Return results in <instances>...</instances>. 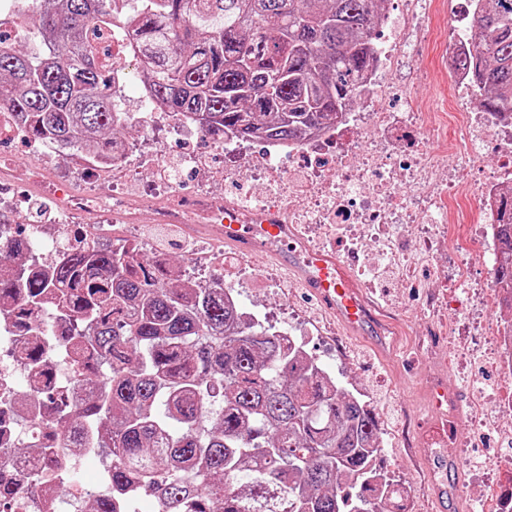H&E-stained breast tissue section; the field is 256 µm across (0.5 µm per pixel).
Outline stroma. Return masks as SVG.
Here are the masks:
<instances>
[{
  "mask_svg": "<svg viewBox=\"0 0 512 512\" xmlns=\"http://www.w3.org/2000/svg\"><path fill=\"white\" fill-rule=\"evenodd\" d=\"M456 9L455 0H445L423 53L412 57L399 74L403 80L417 79L422 93L435 95L439 85L448 79L453 57L446 43ZM139 99L140 81L130 78L122 131L127 140L145 139L149 153L168 156L189 145L209 155L214 166H223V153L214 150L204 133L181 137L160 124L149 135H142L136 112ZM16 195L23 206L7 218L13 229L22 231L30 224L53 223L56 214L43 190L20 184ZM73 221L89 232L97 225H109L107 242L112 247L143 240L153 250L167 255L173 265L186 268L190 276L212 284L224 280L223 258L232 249L225 246L213 225L173 227L144 223L126 227L102 207L83 211ZM377 260V255H369L352 262L351 270L397 329L396 347L384 356L375 352L370 337L343 331L309 291L292 279L287 268L267 253L258 251L244 256L235 271L234 284L243 307L265 313L267 324L291 332L339 385L371 406L380 428L379 466L394 480L414 488L403 501L406 512H437L429 488V467L439 443L431 433L436 417L430 412L427 377L441 374L458 405L451 424L458 461L438 474L449 488L447 512H473L475 501L482 495L487 498L489 512H495L505 490L483 487L481 480L488 474V460L498 456L500 448L492 435L482 448H475L470 401L478 385L512 392V378L501 377L490 366L465 364L456 345L448 341L445 332L449 324H462L477 311L464 291L442 283L436 296L430 297L425 289L415 287V279L422 272L442 266V259L422 257L411 247L387 269L377 268ZM427 324L435 328L434 336L423 335Z\"/></svg>",
  "mask_w": 512,
  "mask_h": 512,
  "instance_id": "1",
  "label": "stroma"
}]
</instances>
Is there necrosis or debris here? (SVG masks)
Instances as JSON below:
<instances>
[{"mask_svg": "<svg viewBox=\"0 0 512 512\" xmlns=\"http://www.w3.org/2000/svg\"><path fill=\"white\" fill-rule=\"evenodd\" d=\"M422 2L399 0L396 9L384 13L373 38L376 60L359 81L362 111L343 113L330 127L290 144L268 142L261 154L251 158L246 155V142L225 137L220 149L234 162L218 173L197 153L158 159L153 165L156 193L113 196V213L128 224L140 223L147 212L156 224L177 225L189 219L218 225L230 204L239 208L245 223L257 224L274 208L286 224L347 228V250L352 255L368 252L374 243L391 258H399L403 252L399 225L419 223L424 229L415 239L417 249L458 256L494 249L499 198L512 187V120L471 111L465 96L468 74L458 69L452 73L444 115L419 97L413 84L391 98L383 93L399 65L422 46ZM366 126L372 129L367 143L354 137ZM422 130L429 132L436 151L423 146L416 153L396 156L403 138ZM493 142L507 163L481 186H474L464 178L459 159L465 155L481 160ZM60 153V147L46 145L43 160L0 179L6 187L17 182L41 186L55 202L56 223L30 228L42 247L32 264L41 269L49 267L56 249L71 242L73 214L96 196L78 179L65 184L48 179L47 163ZM187 172L199 177L200 188L186 208L162 204L158 193L170 190L171 174ZM34 342V336L16 331L9 316H0V446L19 449L1 461L0 468L8 471L25 512H79L82 486L60 495L55 482L37 480L39 459L22 451L29 444H45L57 417L44 401L18 409L19 387L36 390L43 378L57 389L70 382L66 355H56L52 363L40 367L24 360V352ZM471 400L478 426L497 424L502 457L511 463L512 426L500 428L498 421L501 413L512 414V396L481 388Z\"/></svg>", "mask_w": 512, "mask_h": 512, "instance_id": "4bbe7bcc", "label": "necrosis or debris"}]
</instances>
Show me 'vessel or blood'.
Wrapping results in <instances>:
<instances>
[{
    "label": "vessel or blood",
    "mask_w": 512,
    "mask_h": 512,
    "mask_svg": "<svg viewBox=\"0 0 512 512\" xmlns=\"http://www.w3.org/2000/svg\"><path fill=\"white\" fill-rule=\"evenodd\" d=\"M289 232V226L281 223L278 214L265 215L259 224H246L238 209L224 210L225 244L246 254L257 250L269 252L288 267L343 328L372 337L377 346H385L381 319L352 274L349 262L321 247L289 246Z\"/></svg>",
    "instance_id": "obj_1"
}]
</instances>
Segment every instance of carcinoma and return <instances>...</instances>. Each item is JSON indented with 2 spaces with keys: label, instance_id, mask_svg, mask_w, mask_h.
<instances>
[{
  "label": "carcinoma",
  "instance_id": "carcinoma-1",
  "mask_svg": "<svg viewBox=\"0 0 512 512\" xmlns=\"http://www.w3.org/2000/svg\"><path fill=\"white\" fill-rule=\"evenodd\" d=\"M12 0L38 19L20 45H0V107L35 142L97 164L112 158L125 113L95 39L135 36L156 105L198 116L211 139L288 141L330 124L359 96L381 0ZM469 71L479 107L512 115V0H484ZM494 279L512 308V194L496 224ZM224 287L197 288L133 248L59 251L50 270L0 274V300L29 334L48 302L67 330L74 381L95 391L72 408L51 397L59 444L109 449L112 492L91 512H391L401 494L377 465L372 409L337 385L293 338L240 319ZM93 424L92 439L78 426ZM15 501L0 476V512Z\"/></svg>",
  "mask_w": 512,
  "mask_h": 512
}]
</instances>
